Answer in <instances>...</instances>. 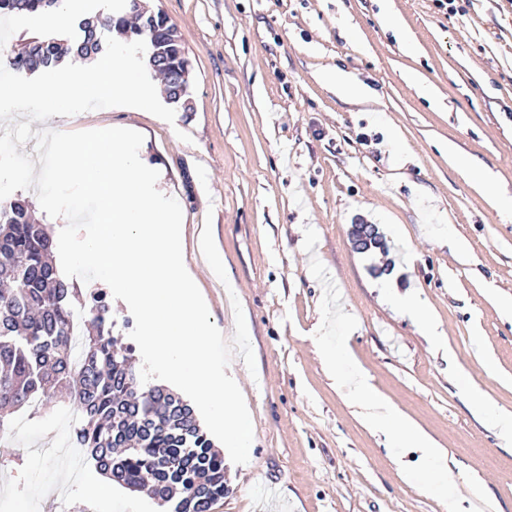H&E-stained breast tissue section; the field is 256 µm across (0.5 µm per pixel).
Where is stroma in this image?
<instances>
[{
    "label": "stroma",
    "mask_w": 512,
    "mask_h": 512,
    "mask_svg": "<svg viewBox=\"0 0 512 512\" xmlns=\"http://www.w3.org/2000/svg\"><path fill=\"white\" fill-rule=\"evenodd\" d=\"M456 3L149 0L191 59V111L31 124L136 128L186 245L206 226L224 253L222 280L190 262L225 338L240 301L257 372L239 356L227 369L254 438L248 463L225 461L213 512H512V442L467 397L512 412V213L497 208L512 196V0ZM336 67L375 97L339 96ZM361 222L384 248L356 250ZM385 273L432 312L435 335L381 301ZM324 342L348 348L332 374ZM354 372L374 401L350 395ZM377 402L444 451L452 486H436L423 449L368 424ZM79 411L57 403L0 439V512H47L61 491L93 512H157L126 489L87 501L63 459L30 454Z\"/></svg>",
    "instance_id": "stroma-1"
}]
</instances>
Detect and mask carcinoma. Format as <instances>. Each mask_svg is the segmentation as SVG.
<instances>
[{"label":"carcinoma","instance_id":"obj_1","mask_svg":"<svg viewBox=\"0 0 512 512\" xmlns=\"http://www.w3.org/2000/svg\"><path fill=\"white\" fill-rule=\"evenodd\" d=\"M63 0H0V14L50 13ZM136 20L130 32L146 43L149 65L169 103L192 110L190 95L176 81L191 73L180 35L165 14L145 0H123ZM77 21V54H96L106 31L124 27L114 14ZM69 48L53 37H34L14 48L8 66L33 73L58 63ZM53 239L22 197L0 205V434L24 411L54 402L53 390L73 387L69 400L83 418L74 432L95 468L133 491L146 488L165 512H212L224 498V454L214 448L193 408L162 387H144L132 365L133 346L112 335L107 296L90 293L83 307L81 364L71 361L69 318L79 289L49 258Z\"/></svg>","mask_w":512,"mask_h":512}]
</instances>
